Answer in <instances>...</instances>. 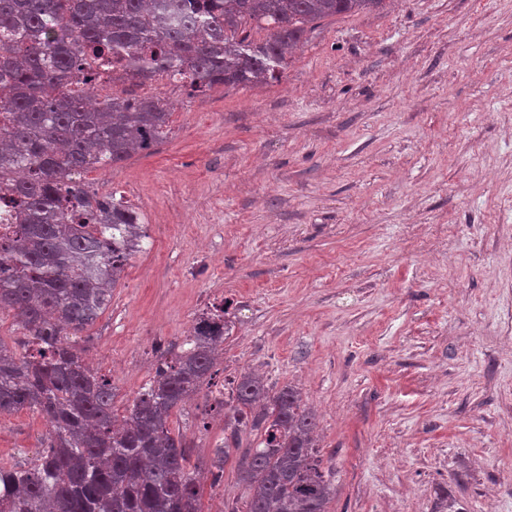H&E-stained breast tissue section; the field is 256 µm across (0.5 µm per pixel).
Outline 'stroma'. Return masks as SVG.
Segmentation results:
<instances>
[{
	"label": "stroma",
	"instance_id": "35a3bbf8",
	"mask_svg": "<svg viewBox=\"0 0 512 512\" xmlns=\"http://www.w3.org/2000/svg\"><path fill=\"white\" fill-rule=\"evenodd\" d=\"M112 91L173 106L99 188L148 235L79 341L117 411L226 303L216 373L171 418L192 464L224 441L215 396L254 371L316 413L328 512H512V0L326 18L275 83ZM50 439L35 411L0 415V462ZM245 496L229 459L201 512Z\"/></svg>",
	"mask_w": 512,
	"mask_h": 512
}]
</instances>
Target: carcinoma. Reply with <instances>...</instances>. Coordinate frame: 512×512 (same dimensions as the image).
<instances>
[{"instance_id": "1", "label": "carcinoma", "mask_w": 512, "mask_h": 512, "mask_svg": "<svg viewBox=\"0 0 512 512\" xmlns=\"http://www.w3.org/2000/svg\"><path fill=\"white\" fill-rule=\"evenodd\" d=\"M384 2L0 0V190L19 223L0 244V314L28 338L22 354L0 343V414L34 409L54 430L27 466L0 463V512H201L192 447L169 422L211 377L229 306L200 318L178 354L158 361L121 418L112 384L77 347L147 239L138 213L89 193L85 176L151 150L172 115L159 98L98 99L97 83L117 71L193 92L277 81L315 22ZM253 28L266 38L251 40ZM222 405L213 481L243 434L261 437L238 460L248 496L225 512H327L332 469L299 392L244 373Z\"/></svg>"}]
</instances>
